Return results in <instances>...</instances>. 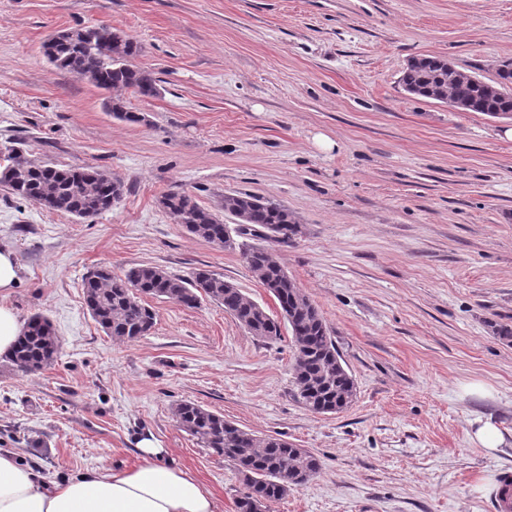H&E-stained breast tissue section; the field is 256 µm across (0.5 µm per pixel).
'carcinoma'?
<instances>
[{"instance_id": "1", "label": "carcinoma", "mask_w": 512, "mask_h": 512, "mask_svg": "<svg viewBox=\"0 0 512 512\" xmlns=\"http://www.w3.org/2000/svg\"><path fill=\"white\" fill-rule=\"evenodd\" d=\"M42 52L58 70L85 79L96 88L116 95L104 100V107L118 120L146 121L144 115L130 111L121 92L139 97L159 94L154 72L134 63L140 44L124 31L107 26L66 29L46 40ZM404 89L414 95L464 106L470 112L491 117L512 112V78L505 75L488 90V83L471 76L461 82L448 81V59L435 55L410 58L402 71ZM24 173L20 196L47 209L79 218L112 210L125 193L123 181L94 166L59 168L37 164L18 151L0 149V186L16 191V170ZM158 205L193 236L207 242L219 240L226 250L239 253L252 275L277 301L281 317H276L242 292L232 282L208 270L189 277L141 265L116 275L108 266L88 270L82 279L85 305L108 334L136 341L154 325L155 314L145 297L169 299L188 307L204 296L222 306L240 326L253 336L277 340L281 323L288 324L296 348L293 379L297 397L316 414L337 413L346 409L355 396L353 376L343 365L326 320L309 296L288 276L282 265L272 260L269 249L254 239L289 238L296 219L288 209L262 197L245 193H226L218 209L200 205L184 191H169ZM237 220L236 237L224 239L220 214ZM60 341L51 321L43 314L29 317L7 361L25 374L36 373L56 361ZM178 428L195 438L201 447L232 459L245 491L235 501L236 512H257L270 508L288 490L309 481L319 471L318 459L288 441L260 437L237 426L224 415L190 401L173 407Z\"/></svg>"}]
</instances>
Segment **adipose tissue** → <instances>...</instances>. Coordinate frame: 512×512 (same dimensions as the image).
I'll return each instance as SVG.
<instances>
[{"instance_id":"1","label":"adipose tissue","mask_w":512,"mask_h":512,"mask_svg":"<svg viewBox=\"0 0 512 512\" xmlns=\"http://www.w3.org/2000/svg\"><path fill=\"white\" fill-rule=\"evenodd\" d=\"M140 464L117 471L90 470L55 480L0 452V512H215L213 493L167 463V449L138 440Z\"/></svg>"}]
</instances>
